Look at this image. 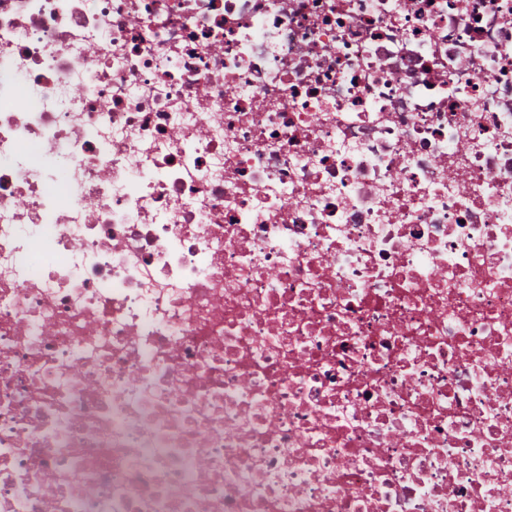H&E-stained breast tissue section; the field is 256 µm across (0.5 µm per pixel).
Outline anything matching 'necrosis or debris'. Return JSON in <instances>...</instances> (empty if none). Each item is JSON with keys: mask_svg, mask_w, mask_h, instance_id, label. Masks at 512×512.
<instances>
[{"mask_svg": "<svg viewBox=\"0 0 512 512\" xmlns=\"http://www.w3.org/2000/svg\"><path fill=\"white\" fill-rule=\"evenodd\" d=\"M0 512H512V0H0Z\"/></svg>", "mask_w": 512, "mask_h": 512, "instance_id": "4bbe7bcc", "label": "necrosis or debris"}]
</instances>
